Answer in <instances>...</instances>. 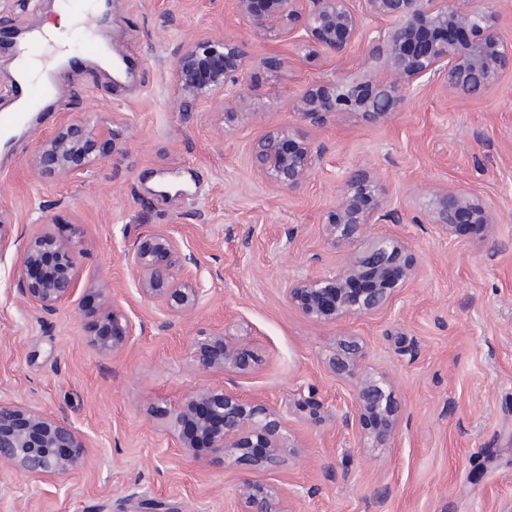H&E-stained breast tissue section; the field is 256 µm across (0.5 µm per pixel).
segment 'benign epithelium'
<instances>
[{"label": "benign epithelium", "mask_w": 512, "mask_h": 512, "mask_svg": "<svg viewBox=\"0 0 512 512\" xmlns=\"http://www.w3.org/2000/svg\"><path fill=\"white\" fill-rule=\"evenodd\" d=\"M235 13L256 36L267 41L293 39L314 44L335 59L367 40L370 54L381 62L386 78L362 82L340 79L314 82L294 101L302 120L322 125L331 115L352 112L378 122L404 106L429 82L452 94L472 95L498 86L512 66V41L497 31L492 11L472 0H232ZM382 21L366 34V21ZM243 48L230 39L189 41L176 64L180 111L194 112L205 103L245 110L240 91L246 67ZM258 169L278 191L297 193L320 164L321 149L290 128L273 127L252 146ZM96 126L70 119L42 139L31 161L44 180L74 178L100 164ZM395 218L386 209L379 182L364 172L350 175L335 208L324 218L325 235L333 242L354 244L369 236L370 227ZM430 223L450 235L460 224L492 228L499 223L496 206L475 192L457 188L439 191ZM78 242L41 228L18 247L23 295L38 312H53L78 291L75 271ZM127 262L138 277L140 295L166 314L189 318L202 298L201 289L177 277L186 256L179 240L167 231L135 238ZM418 277L411 242L399 234L372 240L336 271L319 279L288 283L284 299L314 323L360 319L390 309L399 294ZM109 309L90 343L101 353L121 350L136 324L109 294ZM363 344L342 339L328 365L338 375L358 378L351 409L338 415L345 429L357 427L381 445L394 441L400 406L389 378L363 374ZM194 366L204 372L241 376L258 362L254 352L222 333L207 334L192 350ZM179 444H203L230 464L242 468L234 490L237 512H290L288 489L263 486L256 473L283 468L295 443L287 413L261 399L246 400L227 390L195 391L176 412ZM86 436L75 426L35 408L0 399V463L28 478L46 483L78 473L85 464Z\"/></svg>", "instance_id": "1"}]
</instances>
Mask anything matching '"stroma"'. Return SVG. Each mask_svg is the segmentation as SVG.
<instances>
[{
	"instance_id": "35a3bbf8",
	"label": "stroma",
	"mask_w": 512,
	"mask_h": 512,
	"mask_svg": "<svg viewBox=\"0 0 512 512\" xmlns=\"http://www.w3.org/2000/svg\"><path fill=\"white\" fill-rule=\"evenodd\" d=\"M105 29L74 25L61 38L76 63L61 70L68 96L51 100L20 127L0 131V398L33 406L83 431L86 465L75 476L35 483L0 465V512H145L163 501L174 512H233L239 469L208 448H181L173 413L201 388H226L287 410L296 454L258 481L288 488L294 512H512V67L498 87L451 96L422 87L390 119L354 114L316 126L292 100L314 82L381 75L356 46L328 61L301 42H266L230 0H112ZM54 0H0V105L9 103L15 57L7 28L34 30L56 16ZM127 59L131 80L116 83L83 61L89 39ZM241 43L247 112L211 104L178 111V51L194 39ZM280 54L270 71L262 59ZM102 132V164L67 181H45L29 160L67 119ZM288 126L322 151L297 193L272 188L253 143ZM377 178L399 222L376 236L410 239L420 268L387 312L315 324L282 298L288 282L320 278L347 260L330 243L323 216L346 177ZM465 188L501 212L494 230L430 224L435 191ZM62 236L80 231L79 292L50 314L22 294L17 249L41 216ZM166 229L193 261L184 271L203 299L190 319L160 314L138 292L125 253L141 233ZM110 290L141 324L117 354L89 342L99 294ZM241 340L261 362L226 377L197 370L200 334ZM364 343L362 368L386 373L401 404L392 447L341 429L336 409L356 381L328 367L340 339Z\"/></svg>"
}]
</instances>
